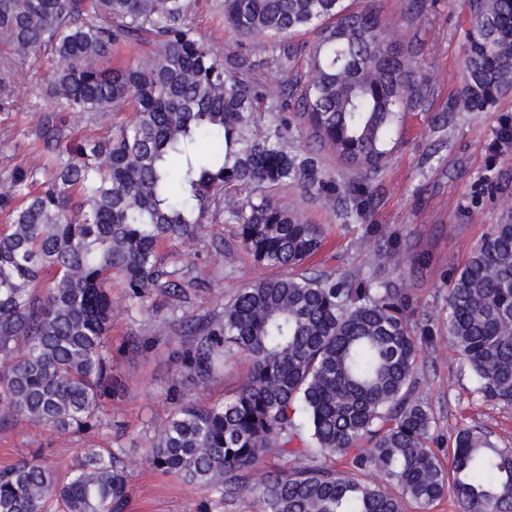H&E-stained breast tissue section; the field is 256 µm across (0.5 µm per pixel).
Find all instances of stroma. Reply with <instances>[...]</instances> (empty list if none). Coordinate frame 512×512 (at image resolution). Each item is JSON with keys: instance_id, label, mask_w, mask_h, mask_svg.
I'll return each instance as SVG.
<instances>
[{"instance_id": "obj_1", "label": "stroma", "mask_w": 512, "mask_h": 512, "mask_svg": "<svg viewBox=\"0 0 512 512\" xmlns=\"http://www.w3.org/2000/svg\"><path fill=\"white\" fill-rule=\"evenodd\" d=\"M381 0L390 33L405 26L415 33V71L421 96L405 112L388 145L384 165L374 173L346 168L329 150H320L324 172L336 186L334 199L309 194L295 183L276 189L284 204L295 207L312 224L322 225L324 243L306 264L307 271L352 273L390 281L410 296L411 319L429 323L432 336L420 347V394L432 409L436 447L451 446L459 429L470 427L502 447L512 448V404L486 403L473 393V379L448 338L446 302L451 279L470 252L512 208V152L500 154L493 126L498 116L512 115V93L487 112H461L455 107L465 57L466 13L463 0ZM190 18L198 34L219 54L247 58L271 90L257 112L259 131L283 125L289 150L312 145L294 111L283 108L277 75L267 65L265 43L239 37L224 23V0H190ZM54 64L47 52L16 64L10 94L0 93V140L12 145L9 159L0 158V188L15 168H32L33 134L43 113L51 110L38 85L47 83ZM494 180L493 194L481 193ZM395 251L401 264L378 261ZM168 268L190 269L194 278L188 311L202 317L226 303L243 285L274 276L257 265L236 237L235 225L214 224L199 237L166 242L161 250ZM152 320L130 308L120 282L112 284V373L122 392L112 402V436L68 437L23 424L0 431V468L34 451H43L58 474H67L85 448L125 449L132 474L122 512H263L254 495L222 498L201 493L145 461L154 428L167 419L171 401L172 354L184 337L174 331L168 305L147 298ZM249 364L230 356L223 377L197 398L220 404L233 397Z\"/></svg>"}]
</instances>
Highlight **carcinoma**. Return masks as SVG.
I'll return each mask as SVG.
<instances>
[{"label":"carcinoma","instance_id":"cac0c4a2","mask_svg":"<svg viewBox=\"0 0 512 512\" xmlns=\"http://www.w3.org/2000/svg\"><path fill=\"white\" fill-rule=\"evenodd\" d=\"M457 107L483 112L512 92V0H472ZM224 22L270 39L267 60L288 106L347 168L375 172L418 94L409 29L387 39L376 0H224ZM311 29L304 75L289 39ZM136 46L131 65L112 63ZM49 50L56 67L34 142L38 163L12 172L21 197L0 229V429L26 421L61 434L112 429V276L138 312L155 294L188 303L189 280L161 245L236 225L253 260L280 274L240 287L211 316H180L174 406L149 464L205 494L254 490L265 512H512V448L470 429L445 465L433 416L416 395L420 336L408 297L383 281L302 271L323 228L279 205L296 182L329 194L316 153L291 154L279 129L253 131L267 95L197 34L186 0H0L4 64ZM130 108L110 137L72 142L63 112ZM512 149V118L494 130ZM230 190L245 193L240 200ZM448 338L486 401L512 403V210L471 252L448 289ZM233 350L250 363L235 396L203 405L200 389ZM289 462L255 488L264 455ZM126 450L87 448L65 480L35 452L0 470V512H120Z\"/></svg>","mask_w":512,"mask_h":512}]
</instances>
